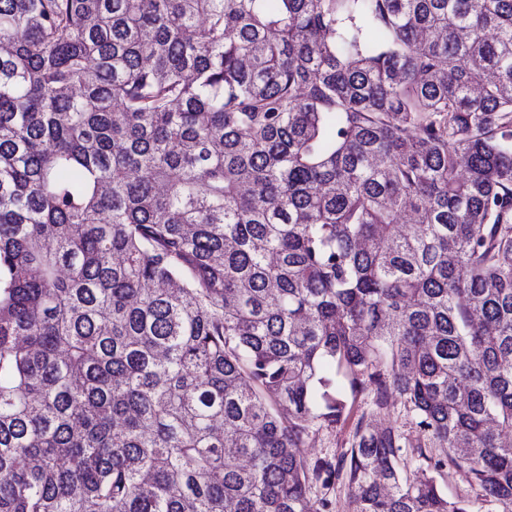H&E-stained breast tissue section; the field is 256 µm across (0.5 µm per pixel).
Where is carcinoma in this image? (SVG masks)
I'll return each instance as SVG.
<instances>
[{
  "instance_id": "cac0c4a2",
  "label": "carcinoma",
  "mask_w": 512,
  "mask_h": 512,
  "mask_svg": "<svg viewBox=\"0 0 512 512\" xmlns=\"http://www.w3.org/2000/svg\"><path fill=\"white\" fill-rule=\"evenodd\" d=\"M511 433L512 0H0V512H507ZM347 440L348 429H322L311 437L304 451L311 461L322 459L336 463L348 449ZM441 485L450 498H464L474 501L481 491L478 487L470 486L462 472L453 467L448 468Z\"/></svg>"
}]
</instances>
